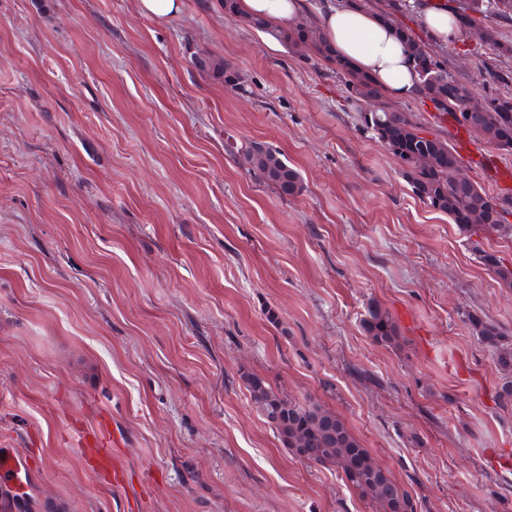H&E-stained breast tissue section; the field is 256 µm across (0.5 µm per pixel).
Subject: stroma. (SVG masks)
<instances>
[{
	"instance_id": "35a3bbf8",
	"label": "stroma",
	"mask_w": 512,
	"mask_h": 512,
	"mask_svg": "<svg viewBox=\"0 0 512 512\" xmlns=\"http://www.w3.org/2000/svg\"><path fill=\"white\" fill-rule=\"evenodd\" d=\"M482 85L478 38L440 47ZM229 62L241 87L200 70ZM279 150L292 196L242 152ZM401 343H375L368 304ZM512 287L335 76L224 0H0V448L13 512H375L285 448L250 377L343 418L417 512H512L504 373L466 319ZM98 432L124 479L89 467ZM139 12L159 21H171L182 13V0H136ZM365 332L372 340L384 346L398 344V327L396 321L387 309L378 303H372L363 320Z\"/></svg>"
}]
</instances>
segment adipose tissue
Masks as SVG:
<instances>
[{
    "label": "adipose tissue",
    "mask_w": 512,
    "mask_h": 512,
    "mask_svg": "<svg viewBox=\"0 0 512 512\" xmlns=\"http://www.w3.org/2000/svg\"><path fill=\"white\" fill-rule=\"evenodd\" d=\"M243 18L264 21L262 39L279 51V31L311 21L335 55L359 73L371 77L381 93L395 101L419 95L420 77L396 27L355 0H238Z\"/></svg>",
    "instance_id": "obj_1"
}]
</instances>
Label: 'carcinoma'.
Returning <instances> with one entry per match:
<instances>
[{
  "label": "carcinoma",
  "mask_w": 512,
  "mask_h": 512,
  "mask_svg": "<svg viewBox=\"0 0 512 512\" xmlns=\"http://www.w3.org/2000/svg\"><path fill=\"white\" fill-rule=\"evenodd\" d=\"M454 4L456 22L463 29L482 27V21L499 17L512 19V0H448ZM405 47L415 68L429 69L435 82L451 81L456 94L450 96L432 85L424 87V98L432 102L439 112L457 117L459 92L473 88L472 82L450 71V62L432 55L427 46L417 40L412 31L398 26ZM486 42L499 58L512 57V42H500L494 31L484 28ZM281 40L293 48L308 42L313 55L324 62L332 73L343 82L351 99L372 100L380 92L366 76L353 72L350 66L338 59L314 27L304 23L281 35ZM200 68L210 69L224 77V82L235 87L241 85L240 75L227 62L198 59ZM485 83L483 101L485 120L479 137L486 144L499 150L512 152V69L498 64L484 66ZM365 129L399 160L404 176L423 203L448 214L467 237L491 235L512 237V197L498 196L500 209L495 215L478 211V204L490 194L472 180L459 178L453 165L458 158L450 146L439 137H424V130L411 112L381 109L362 115ZM429 155L435 164L420 165L419 157ZM249 170L261 174L265 181L275 185L281 194L293 195L301 190L296 170L288 166L276 149L261 143L252 144L245 153ZM472 250L482 264L505 282L512 283V271L500 257L483 247L479 240L472 241ZM474 332L486 347L497 356L502 370L512 374V344L508 334L495 321L478 314H467ZM365 332L372 340L384 346L398 344V327L387 309L378 303L371 304L363 320ZM251 399L256 411L277 432L283 446L298 457L317 464L332 465L340 470L346 485L375 505L376 512H416L410 494L382 468L371 453L363 448L352 435L344 420L318 404H300L274 392L260 379L248 382Z\"/></svg>",
  "instance_id": "cac0c4a2"
}]
</instances>
